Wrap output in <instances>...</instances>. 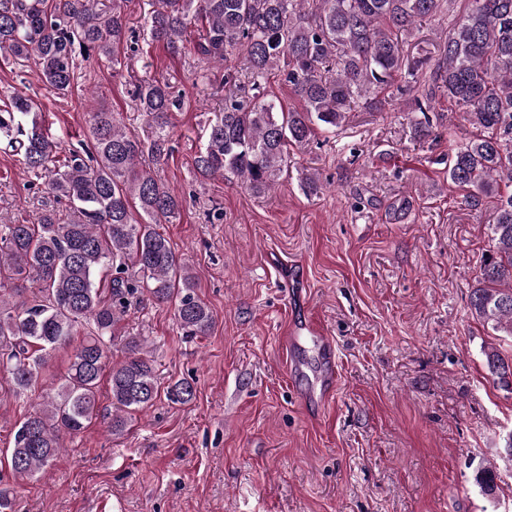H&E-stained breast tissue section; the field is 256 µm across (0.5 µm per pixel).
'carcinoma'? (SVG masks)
Returning a JSON list of instances; mask_svg holds the SVG:
<instances>
[{"label": "carcinoma", "instance_id": "cac0c4a2", "mask_svg": "<svg viewBox=\"0 0 512 512\" xmlns=\"http://www.w3.org/2000/svg\"><path fill=\"white\" fill-rule=\"evenodd\" d=\"M144 31L170 54L185 49L189 27L203 38L193 45L202 61L222 64L241 54L253 82L224 71V106L207 121L205 143L194 159L202 175L231 171L253 193L264 194L288 171V147H303L317 131L336 128L353 106L372 109L396 77L422 68L403 51V37L438 14L443 0H158ZM440 43L434 89L463 110L483 135L448 159V177L482 196L512 183V0H465ZM127 0H0V62L38 66L46 86L72 89L82 62L106 58L112 70L138 37L127 27ZM278 70L299 101L287 107L265 94L259 78ZM139 110L153 122L155 161L164 155V128L178 104L170 84H135ZM0 140L23 155L27 168L64 209L35 224L0 217V357L9 390L21 396L39 384L56 351L86 330L66 374L49 384L40 411L14 434L9 473H0V512H18L10 481L33 478L60 452L62 438L82 432L98 415L97 392L120 315L147 293L158 304L177 300L175 318L190 336L213 325L195 292L191 269L172 250L158 225L175 218L182 198L139 162L143 143L100 103L92 113L91 141L58 160L59 146L44 132L40 107L15 91L0 90ZM301 189H318L316 173L297 169ZM478 286L469 296L472 316L512 338V194L499 196L489 225ZM125 355L112 362V433L120 413L145 411L158 396L143 339L128 336ZM493 380L512 387V357L484 351ZM194 387L177 381L169 396L187 403ZM493 465L480 466L476 483L497 495Z\"/></svg>", "mask_w": 512, "mask_h": 512}]
</instances>
